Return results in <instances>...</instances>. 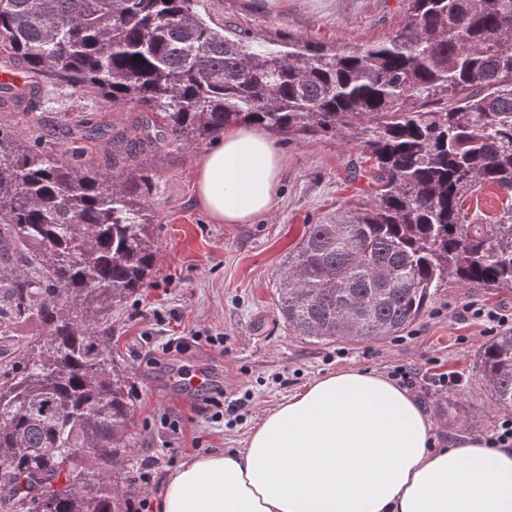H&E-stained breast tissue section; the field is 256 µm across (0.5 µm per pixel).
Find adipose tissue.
<instances>
[{"instance_id":"1","label":"adipose tissue","mask_w":512,"mask_h":512,"mask_svg":"<svg viewBox=\"0 0 512 512\" xmlns=\"http://www.w3.org/2000/svg\"><path fill=\"white\" fill-rule=\"evenodd\" d=\"M286 159L257 124L224 131L194 170L198 205L248 224L277 195ZM157 512H512V446L437 445L407 388L357 368L316 379L268 413L245 448L183 462Z\"/></svg>"}]
</instances>
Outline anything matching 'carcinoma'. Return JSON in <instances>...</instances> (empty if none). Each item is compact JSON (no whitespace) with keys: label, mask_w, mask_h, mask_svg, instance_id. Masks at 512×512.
Returning a JSON list of instances; mask_svg holds the SVG:
<instances>
[{"label":"carcinoma","mask_w":512,"mask_h":512,"mask_svg":"<svg viewBox=\"0 0 512 512\" xmlns=\"http://www.w3.org/2000/svg\"><path fill=\"white\" fill-rule=\"evenodd\" d=\"M20 65L0 108L61 85L139 117L111 131L85 113L24 139L0 125V340L23 342L0 375L6 512L37 498L43 512H130L133 383L112 355V306L157 260L140 155L251 123L356 146L368 201L307 225L276 274L277 310L305 341L394 336L450 281L512 288V203L492 224L463 209L485 184L512 193V0H407L386 39L353 49L216 28L205 0H0V66ZM106 137L112 160L87 164L85 143ZM29 324L41 335H18ZM478 365L491 403L512 409V330Z\"/></svg>","instance_id":"carcinoma-1"}]
</instances>
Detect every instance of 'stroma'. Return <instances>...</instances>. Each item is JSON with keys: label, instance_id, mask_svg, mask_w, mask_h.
Instances as JSON below:
<instances>
[{"label": "stroma", "instance_id": "35a3bbf8", "mask_svg": "<svg viewBox=\"0 0 512 512\" xmlns=\"http://www.w3.org/2000/svg\"><path fill=\"white\" fill-rule=\"evenodd\" d=\"M404 0H207L214 25L230 22L255 34L283 29L316 42L348 48L386 38L398 25ZM286 158L270 212L249 224H217L195 199L193 170L202 147L171 148L141 156L153 187L149 203L158 262L149 288L112 310V349L136 377L135 448L129 468L157 465L135 484L132 502L156 501L169 476L191 458L244 448L263 417L323 375L349 368L391 374L421 373L413 386L436 426L439 446L458 436L485 437L504 410L491 405L477 368L491 339L482 321L462 318L470 302L512 319V291L449 284L405 331L380 341L315 344L293 336L277 312L275 276L306 225L355 209L369 195L352 180L357 151L348 139L304 138L280 143ZM201 332L186 356L167 352L172 340ZM223 334V346L208 335ZM203 366L225 401L248 405L211 419L202 396L183 391L177 377ZM455 374L449 390L428 384L433 374Z\"/></svg>", "mask_w": 512, "mask_h": 512}]
</instances>
